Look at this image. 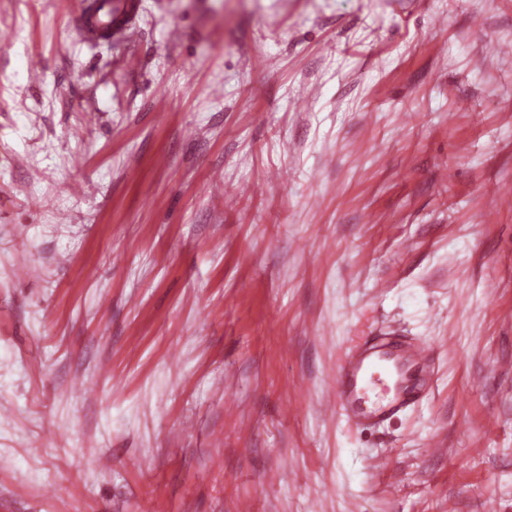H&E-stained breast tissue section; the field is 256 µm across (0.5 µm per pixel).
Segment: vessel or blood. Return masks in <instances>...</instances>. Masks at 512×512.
<instances>
[{"mask_svg": "<svg viewBox=\"0 0 512 512\" xmlns=\"http://www.w3.org/2000/svg\"><path fill=\"white\" fill-rule=\"evenodd\" d=\"M136 13V0H94L80 15L84 42L121 38ZM433 383V356L416 339L373 343L348 353L336 367L335 389L325 409L344 413L361 429L384 426L417 405Z\"/></svg>", "mask_w": 512, "mask_h": 512, "instance_id": "obj_1", "label": "vessel or blood"}]
</instances>
